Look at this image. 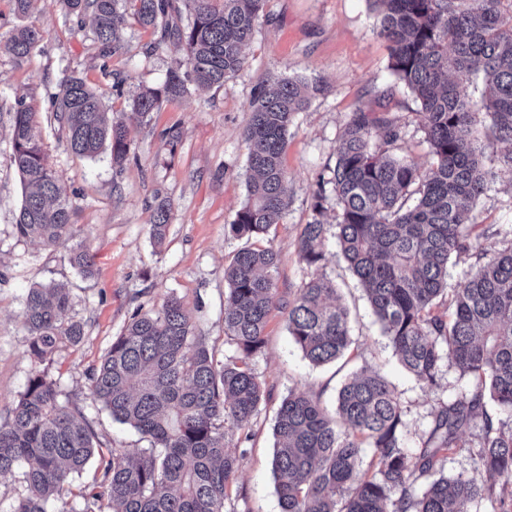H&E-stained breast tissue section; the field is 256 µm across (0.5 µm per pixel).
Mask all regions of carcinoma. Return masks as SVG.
I'll use <instances>...</instances> for the list:
<instances>
[{"mask_svg": "<svg viewBox=\"0 0 512 512\" xmlns=\"http://www.w3.org/2000/svg\"><path fill=\"white\" fill-rule=\"evenodd\" d=\"M122 2L131 4L138 24L157 29L163 40L178 39L186 69L170 71L158 88L140 89L132 112L120 119H108L100 97L79 78L67 79L52 96V117L67 147L93 158L107 146L118 167L131 150V125L163 100L191 86L219 87L244 68L243 49L262 0H222L220 9L213 0H184V25L174 21L171 0H62V7L68 16L93 15L107 54L121 41ZM502 2L372 0L390 70L419 103L431 159L423 167L392 153L400 130L388 113H353L334 166L320 176L312 220L298 241L311 276L288 309V333L311 364L335 361L352 345L348 311L336 303L335 285L324 272L332 238L404 368L432 388L446 360L468 386L433 408L417 454L407 449L400 399L375 370L356 372L342 384L333 415L320 397L289 392L274 424L280 512H463L460 505L484 499L497 503L493 512H512V225L493 231V241L448 287V263L473 248L470 214L491 176L484 148L471 139L483 119L509 145L503 166L512 174V10L504 14ZM40 38L39 29L24 25L4 49L22 60ZM480 74L486 91L474 101L464 84ZM313 90L302 79L273 76L255 96L246 134L252 177L229 225L233 237L262 239L285 217L282 156L295 114ZM11 132L10 162L26 182L14 234L45 245L70 244L71 266L93 275L92 256L79 241L33 112L21 99ZM329 191L340 207L331 235L323 220ZM169 219L170 205L162 199L150 229L155 244L166 239ZM278 263L271 246L242 248L224 269V335L236 348L232 357L217 358L173 295L159 309L137 308L112 339L89 374L90 397L113 421L149 441L138 453L101 446L84 409L50 372L56 353L85 335L81 322L65 318L69 292L51 283L29 289L22 317L35 368L17 404L0 415V476L21 467L26 487L9 512H51V500L59 503L57 512H78L68 500L70 485L95 457L99 468L82 497L97 512H226L247 449L227 450L225 424L249 439L268 399L251 361L279 303ZM442 302L447 307L440 314ZM477 420L475 469L501 479L498 497L474 479L443 475L416 493L421 479L461 449L460 435ZM365 448L372 449L371 470L362 466Z\"/></svg>", "mask_w": 512, "mask_h": 512, "instance_id": "1", "label": "carcinoma"}]
</instances>
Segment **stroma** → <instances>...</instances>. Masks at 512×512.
<instances>
[{
  "mask_svg": "<svg viewBox=\"0 0 512 512\" xmlns=\"http://www.w3.org/2000/svg\"><path fill=\"white\" fill-rule=\"evenodd\" d=\"M25 22L40 30L41 39L19 62L3 45ZM377 31L369 0H263L243 70L221 87L163 101L146 121L132 126L129 159L118 169L109 150L92 159L67 150L65 134L51 116L50 96L66 79L78 77L100 95L110 114L120 116L130 111L140 87L161 86L183 62L180 45L161 40L157 31L129 16L119 47L104 57L91 16L67 19L60 0H34L22 19L13 0H0V414L17 402L34 368L21 309L36 283L64 284L71 295L69 317L85 325L83 340L58 352L52 372L83 407L103 446L131 453L144 446L134 429L112 421L92 403L88 380L137 307L157 308L168 297L180 298L218 355L234 356L235 347L224 335V268L242 242L229 226L246 199V131L254 96L268 78L299 76L318 87L290 129L283 154L290 205L283 223L266 238L280 256L274 277L282 299H292L310 275L299 261L298 240L312 219L318 177L334 165L352 112L385 106L401 128L397 155L427 164L429 146L416 120L419 106L392 75L387 44ZM20 98L36 114L49 164L93 256L90 277L71 267L66 246L30 242L13 233L23 183L9 160L10 119ZM174 125L182 132L175 143L166 135ZM504 150L496 142L485 150L492 176L473 210L481 230L512 224V177L498 163ZM163 198L171 204V220L158 248L149 229ZM324 271L350 308L354 345L342 360L313 366L288 333L287 308L272 310L266 344L252 360L270 398L250 428L248 454L230 488L228 512H280L271 469L273 425L289 391L320 397L331 408L347 374L376 369L403 405L415 454L432 408L466 385L455 368L445 366L439 387H422L399 365L337 248H330Z\"/></svg>",
  "mask_w": 512,
  "mask_h": 512,
  "instance_id": "35a3bbf8",
  "label": "stroma"
}]
</instances>
